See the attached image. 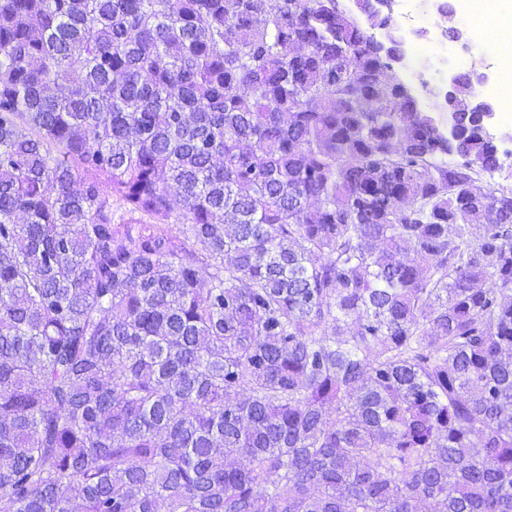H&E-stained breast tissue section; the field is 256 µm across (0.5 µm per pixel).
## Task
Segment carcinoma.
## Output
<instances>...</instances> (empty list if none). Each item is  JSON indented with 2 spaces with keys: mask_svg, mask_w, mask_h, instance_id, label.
<instances>
[{
  "mask_svg": "<svg viewBox=\"0 0 512 512\" xmlns=\"http://www.w3.org/2000/svg\"><path fill=\"white\" fill-rule=\"evenodd\" d=\"M474 94L339 0H0V512H512ZM381 51L385 52L391 62V67L396 69L406 68L409 61L411 60L410 67L408 69L410 82L413 80L416 72L420 71V61L418 57L412 56L409 51V45L406 42V38L402 37L400 39L392 42L390 36L387 33H384L380 37H377L376 40ZM391 43L392 46H388L387 44ZM408 46V49L406 47Z\"/></svg>",
  "mask_w": 512,
  "mask_h": 512,
  "instance_id": "1",
  "label": "carcinoma"
}]
</instances>
